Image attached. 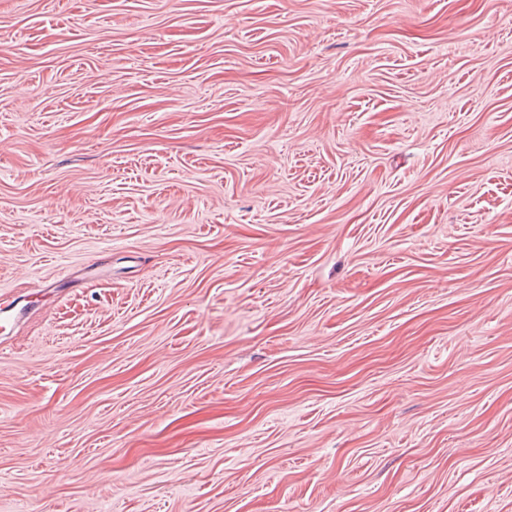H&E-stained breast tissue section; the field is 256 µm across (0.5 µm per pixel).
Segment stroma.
Segmentation results:
<instances>
[{"mask_svg": "<svg viewBox=\"0 0 512 512\" xmlns=\"http://www.w3.org/2000/svg\"><path fill=\"white\" fill-rule=\"evenodd\" d=\"M0 512H512V0H0Z\"/></svg>", "mask_w": 512, "mask_h": 512, "instance_id": "stroma-1", "label": "stroma"}]
</instances>
